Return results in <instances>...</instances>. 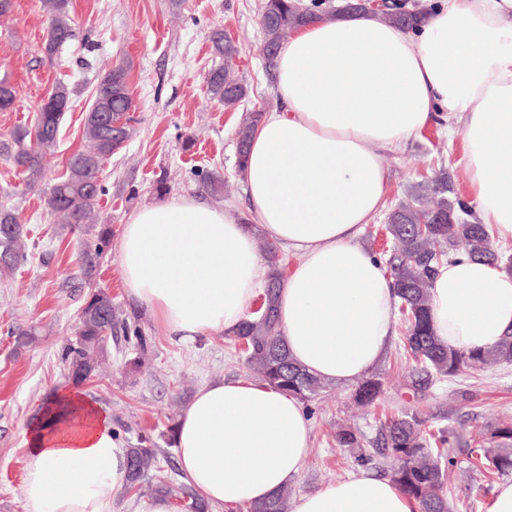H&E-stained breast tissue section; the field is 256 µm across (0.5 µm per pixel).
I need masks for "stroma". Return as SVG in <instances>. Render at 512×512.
Returning a JSON list of instances; mask_svg holds the SVG:
<instances>
[{
	"instance_id": "1",
	"label": "stroma",
	"mask_w": 512,
	"mask_h": 512,
	"mask_svg": "<svg viewBox=\"0 0 512 512\" xmlns=\"http://www.w3.org/2000/svg\"><path fill=\"white\" fill-rule=\"evenodd\" d=\"M262 2L181 0L175 8L171 0H69L73 37L52 58L43 53L49 18L42 0H12L11 11L0 16V80L16 93L14 108L0 111V136L30 122L38 102L57 81H65L71 92L57 146L46 159L47 179L61 176L69 156L87 149L84 117L99 79L113 65H127L134 102L132 134L104 167L106 193L96 221L111 228L112 239L96 258L92 277H85L78 259L84 235L54 223L44 192L25 191L21 175L0 158V205L14 208L29 231L27 263L15 273H0V512H25L26 432L54 392L74 385L59 355L75 336L90 286L111 293L147 336L149 352L141 364H134L123 337H113L105 370L79 387L108 413L122 443L141 435L156 442L169 459L164 474L174 485H182L183 479L171 432L185 404L205 383L249 377L241 351L223 332L191 342L167 336L149 310L130 297L119 253L125 224L136 210L157 202L154 184L162 176L170 195L189 193L209 201L216 197L195 171L213 169L228 185L216 199L249 214L237 165L240 119L243 113L281 105L274 70L263 55ZM217 29L238 48L235 75L248 88L247 97L229 108L211 99L205 81L208 71L222 63L209 39ZM464 122L461 114L451 118L436 113L400 150L385 153L386 210L362 234L371 250L386 246V211L424 183L432 169L444 167L456 196L468 199ZM30 327L36 328L37 341L16 348L14 331ZM410 372L395 342L374 370L383 391L372 405L355 406L354 385L330 383L326 396L312 405V446L289 485V504L361 469L388 476L394 462L376 446L379 422L385 418L415 410L433 425L465 436L512 421V364L451 381L435 379L418 391L410 386ZM341 424L359 429L361 452L337 448L334 434ZM361 453L369 455V463H358ZM452 455L449 496L460 502L461 512H489L497 484L470 470L464 449H453Z\"/></svg>"
}]
</instances>
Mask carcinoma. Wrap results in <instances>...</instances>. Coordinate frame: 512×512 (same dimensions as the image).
<instances>
[{
  "mask_svg": "<svg viewBox=\"0 0 512 512\" xmlns=\"http://www.w3.org/2000/svg\"><path fill=\"white\" fill-rule=\"evenodd\" d=\"M49 14L50 28L44 47L53 57L59 47L72 36L68 0H42ZM363 4L339 8L330 13L309 8L300 0H263L261 25L264 55L273 62L287 38L299 27L332 14L340 17L362 12ZM384 21L415 30L427 19V12L406 11L387 3L375 10ZM211 42L215 54L224 57V66L209 72L207 88L212 98L229 107L247 96V88L234 78L232 61L237 47L215 31ZM70 106V92L64 83L56 84L37 105L33 122L14 129L9 139L0 142V155L9 160L24 176L26 187L32 189L46 175L45 157L57 141L65 112ZM133 101L128 90L127 68L118 64L107 71L95 91L94 100L85 115L83 135L91 148L73 154L66 170L50 188L47 207L57 224H67L82 230L87 239L81 253L85 268L93 267V259L102 255L111 242V229L94 230L92 219L99 197L106 192L102 180L104 163L129 139L128 112ZM263 117L260 111L245 113L239 127L240 152L238 166H243L249 140ZM198 177L213 193L224 191V180L205 169ZM454 190L444 169L435 173L420 193H411L387 217L386 233L393 247L384 254L389 269L396 308L402 328V349L412 363V387L423 388L429 378L453 379L467 372L489 366L512 364V333L502 338L496 348L487 351L451 350L438 341L431 327L429 312L431 286L437 266L462 255L493 266L512 270V255L495 244L491 225L466 219L468 210ZM27 230L15 211L0 207V272L11 273L27 262ZM265 259L270 267L261 307L252 311L231 332L241 347L247 368L261 380L281 388L307 403L327 392L328 383L301 368L289 355L282 336L276 309L278 288L287 266L285 256L268 242ZM121 336L134 351L145 353L147 339L141 328L123 317L120 307L112 303L107 290L91 289L90 302L83 309L75 339L62 348L61 360L68 376L76 383L96 375L105 361L109 340ZM382 392V382L372 376L361 380L355 388V400L362 405L373 403ZM459 442L455 432L428 424L418 412H405L380 427V445L384 454L396 461L391 480L419 512H455V506L444 491L447 471L454 464L448 449ZM340 448L360 447V436L351 428L336 432ZM469 464L472 469L490 479L512 474V424L492 425L471 437ZM160 450L155 443L143 438L129 446L128 483L131 488L151 484L154 495L173 496L174 490L166 477L160 475ZM177 500L181 512H207L208 505L192 489L180 487ZM251 512H287L285 492L274 499L251 507Z\"/></svg>",
  "mask_w": 512,
  "mask_h": 512,
  "instance_id": "carcinoma-1",
  "label": "carcinoma"
}]
</instances>
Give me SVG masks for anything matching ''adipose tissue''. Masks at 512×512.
Listing matches in <instances>:
<instances>
[{
	"mask_svg": "<svg viewBox=\"0 0 512 512\" xmlns=\"http://www.w3.org/2000/svg\"><path fill=\"white\" fill-rule=\"evenodd\" d=\"M281 108L253 134L242 176L255 224L190 195L135 212L119 261L131 297L167 335L233 331L268 267L256 233L292 253L279 298L291 357L327 381L369 374L394 336L391 279L361 243L388 182L385 152L435 113L466 114L465 171L478 219L512 240V0H447L417 32L373 15L297 30L275 61ZM430 320L451 349H490L512 329V271L466 257L441 265ZM56 421L27 431L26 512H115L128 450L81 391L55 396ZM311 424L266 382L200 387L179 417L185 482L220 512L276 496L303 468ZM388 479L361 471L300 497L294 512H417Z\"/></svg>",
	"mask_w": 512,
	"mask_h": 512,
	"instance_id": "obj_1",
	"label": "adipose tissue"
}]
</instances>
